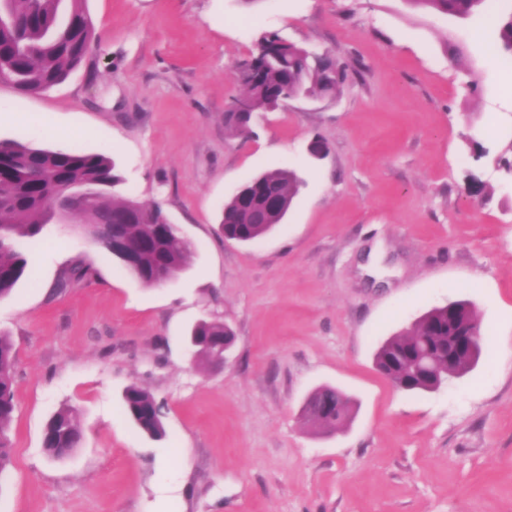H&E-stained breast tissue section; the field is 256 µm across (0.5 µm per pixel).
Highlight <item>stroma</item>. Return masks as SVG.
Masks as SVG:
<instances>
[{
	"label": "stroma",
	"instance_id": "obj_1",
	"mask_svg": "<svg viewBox=\"0 0 512 512\" xmlns=\"http://www.w3.org/2000/svg\"><path fill=\"white\" fill-rule=\"evenodd\" d=\"M86 8L97 39L64 83H0V139L110 151L117 194L159 203L193 252L175 282L148 287L75 225L28 245L26 277L0 298L16 405L0 512H512V369L498 367L512 356V62L492 61L485 18L406 0ZM270 32L331 53L347 79L231 137L235 66ZM276 168L301 179L283 224L227 239L225 200ZM78 259L94 281L56 292ZM460 300L485 334L471 369L397 390L377 347ZM203 319L236 336L222 367L190 358ZM133 384L162 404V439L125 415ZM325 385L355 402L332 434L302 418ZM64 407L83 439L54 461L43 432Z\"/></svg>",
	"mask_w": 512,
	"mask_h": 512
}]
</instances>
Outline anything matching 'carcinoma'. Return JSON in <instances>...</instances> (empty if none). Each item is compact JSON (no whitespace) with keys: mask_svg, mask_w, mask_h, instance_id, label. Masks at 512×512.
<instances>
[{"mask_svg":"<svg viewBox=\"0 0 512 512\" xmlns=\"http://www.w3.org/2000/svg\"><path fill=\"white\" fill-rule=\"evenodd\" d=\"M86 0H0V82L10 83L18 92L30 94L52 89L68 78L86 57L95 39V25L85 7ZM416 8L465 21L488 8V0H407ZM498 32L496 50L512 56V11L492 18ZM241 92L224 113V128L232 137L246 135L236 103L248 112L270 110L279 95L332 97L342 87L346 68L329 57H308V51L275 33L260 39L256 53L236 65ZM258 189L274 197L279 206L271 208L253 200L244 205L229 197L222 209L220 229L228 238L254 242L282 223L297 197L300 179L292 170L275 169L258 175ZM123 178L108 152L88 153L76 145L57 149L32 147L16 140H0V297L12 292L26 272L25 245L34 242L45 224L63 212L65 193L78 199V213L84 233L107 254H112L109 232L120 224L137 253L124 268L146 286L159 285L161 275L176 277L186 266L192 244L183 238L157 203L130 197L109 196ZM91 266L78 260L64 273L59 287L89 282ZM460 321L481 331L469 303H452ZM448 306L436 307L410 329L386 339L377 349L378 371L403 392L430 390L434 376L411 370L412 357L427 350L446 366L448 357ZM204 346L197 348L198 360L212 363L211 350L234 337L217 320L198 323L191 329ZM14 345L0 333V472L11 462L12 444L8 432L15 413ZM309 402L317 408L337 404L336 411L316 418L315 429L336 430L352 415V401L332 387H320ZM125 413L144 434L165 436L161 407L147 390L131 385L124 390ZM82 440V430L73 410L62 408L47 425L43 448L52 459L73 451Z\"/></svg>","mask_w":512,"mask_h":512,"instance_id":"1","label":"carcinoma"}]
</instances>
